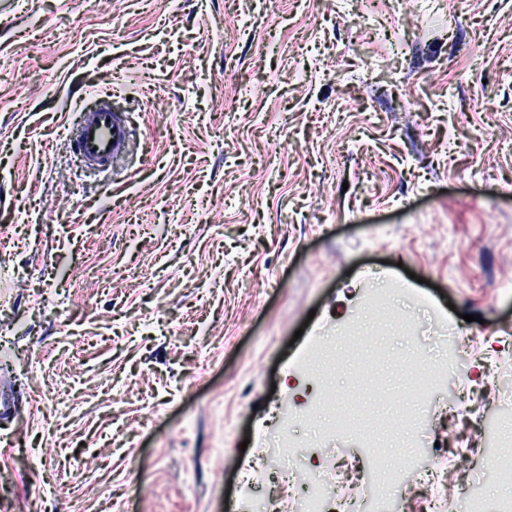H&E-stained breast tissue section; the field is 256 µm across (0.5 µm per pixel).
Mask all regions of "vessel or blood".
<instances>
[{
  "label": "vessel or blood",
  "instance_id": "vessel-or-blood-1",
  "mask_svg": "<svg viewBox=\"0 0 512 512\" xmlns=\"http://www.w3.org/2000/svg\"><path fill=\"white\" fill-rule=\"evenodd\" d=\"M68 125L75 130L73 153L83 166L89 168L116 164L130 142V124L104 98L98 99L91 111L69 113Z\"/></svg>",
  "mask_w": 512,
  "mask_h": 512
}]
</instances>
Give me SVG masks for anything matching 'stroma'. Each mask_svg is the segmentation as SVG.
Wrapping results in <instances>:
<instances>
[{"mask_svg": "<svg viewBox=\"0 0 512 512\" xmlns=\"http://www.w3.org/2000/svg\"><path fill=\"white\" fill-rule=\"evenodd\" d=\"M134 130L78 166L71 104ZM396 289L392 330L366 305ZM385 355L325 384L391 423L289 424L305 467L462 463L496 512L512 429V0H0V512H258L239 468L313 411L305 359L359 317ZM454 334L430 400L413 347ZM411 418L418 442L406 445Z\"/></svg>", "mask_w": 512, "mask_h": 512, "instance_id": "obj_1", "label": "stroma"}]
</instances>
